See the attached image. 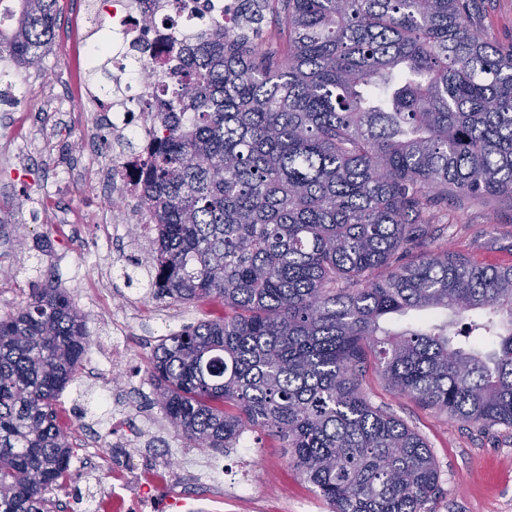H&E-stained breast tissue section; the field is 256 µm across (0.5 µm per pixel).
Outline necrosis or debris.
Masks as SVG:
<instances>
[{
    "label": "necrosis or debris",
    "mask_w": 512,
    "mask_h": 512,
    "mask_svg": "<svg viewBox=\"0 0 512 512\" xmlns=\"http://www.w3.org/2000/svg\"><path fill=\"white\" fill-rule=\"evenodd\" d=\"M84 9L112 35V98L103 121L120 148L112 179L133 193L140 187L142 173L123 145L131 139L140 145L148 141L150 109L165 101L163 87L172 81L164 62L171 40L191 35L209 18H232L235 3L212 0L204 14L193 0H84ZM159 485L158 470H143L131 478L125 470L113 469L112 498L102 508L104 512H141L146 501L139 495V488Z\"/></svg>",
    "instance_id": "4bbe7bcc"
}]
</instances>
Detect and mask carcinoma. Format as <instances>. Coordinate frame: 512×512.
I'll return each instance as SVG.
<instances>
[{"instance_id": "obj_1", "label": "carcinoma", "mask_w": 512, "mask_h": 512, "mask_svg": "<svg viewBox=\"0 0 512 512\" xmlns=\"http://www.w3.org/2000/svg\"><path fill=\"white\" fill-rule=\"evenodd\" d=\"M238 3L241 26L184 44L144 159L153 296L224 300L153 349L156 404L191 448L269 432L331 512H424L434 458L356 370L512 427V265L435 245L449 203L512 200V41L484 0ZM57 5L14 0L0 58L38 67ZM88 346L51 281L0 316V512H55L74 456L58 398ZM263 34L260 42L262 51L267 53L277 52L281 49V39L279 35V25L277 17L266 14V18L262 23Z\"/></svg>"}]
</instances>
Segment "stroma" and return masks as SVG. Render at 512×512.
Here are the masks:
<instances>
[{"label":"stroma","instance_id":"1","mask_svg":"<svg viewBox=\"0 0 512 512\" xmlns=\"http://www.w3.org/2000/svg\"><path fill=\"white\" fill-rule=\"evenodd\" d=\"M89 34L76 0H59L53 41L27 87L12 90L18 109L0 111V316L16 310L41 272H51L83 312L89 350L59 409L76 454L71 480L53 493L62 512H99L112 485L113 465L140 470L166 465V490L148 489L155 512H185L179 490L193 471L224 468L223 512H330L327 502L289 465L272 436L248 433L228 452L187 447L154 401L149 358L163 336L224 315L219 299L182 303L153 296L146 275L126 281L129 258L149 261L147 231L116 224L113 213L139 216L135 203L100 191L97 170L112 154L89 153L87 141L106 129L96 96L112 82L82 67ZM443 237L451 250L489 266L512 265V201L468 203L448 212ZM362 385L372 403L424 438L438 468L428 512H512V427L464 424L389 390L373 366ZM135 403L113 428V403Z\"/></svg>","mask_w":512,"mask_h":512}]
</instances>
